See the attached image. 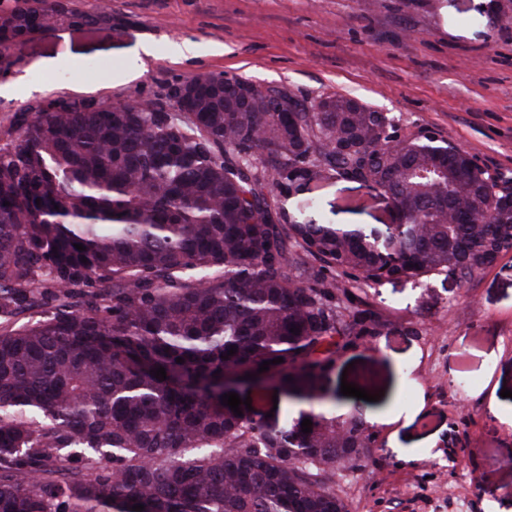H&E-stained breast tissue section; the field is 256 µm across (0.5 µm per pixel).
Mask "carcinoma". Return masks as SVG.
<instances>
[{
    "instance_id": "cac0c4a2",
    "label": "carcinoma",
    "mask_w": 512,
    "mask_h": 512,
    "mask_svg": "<svg viewBox=\"0 0 512 512\" xmlns=\"http://www.w3.org/2000/svg\"><path fill=\"white\" fill-rule=\"evenodd\" d=\"M75 19L112 26L0 0V50ZM184 84L186 110L29 105L0 145V512H349L328 475L371 434L325 403L338 350L381 326L349 289L466 283L512 251V177L451 141L340 94L290 112L231 106L224 86L250 82L222 73ZM335 178L382 190L398 223L290 221L267 197L301 215ZM248 373L309 409L235 415L224 380Z\"/></svg>"
}]
</instances>
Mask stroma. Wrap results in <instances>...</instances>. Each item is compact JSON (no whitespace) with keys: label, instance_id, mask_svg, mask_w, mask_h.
<instances>
[{"label":"stroma","instance_id":"35a3bbf8","mask_svg":"<svg viewBox=\"0 0 512 512\" xmlns=\"http://www.w3.org/2000/svg\"><path fill=\"white\" fill-rule=\"evenodd\" d=\"M110 28L59 24L9 49L0 139L30 104L170 106L201 74L237 76L301 102L338 93L399 116L403 133L450 139L512 176V0H67ZM195 43L197 57L173 48ZM154 53L139 54L140 44ZM330 223L379 227L380 189L312 188ZM382 327L341 349L331 408L362 409L374 442L333 478L349 512H512V252L468 283L443 275L355 289ZM374 401L342 395V382ZM413 411L399 416L400 407Z\"/></svg>","mask_w":512,"mask_h":512}]
</instances>
